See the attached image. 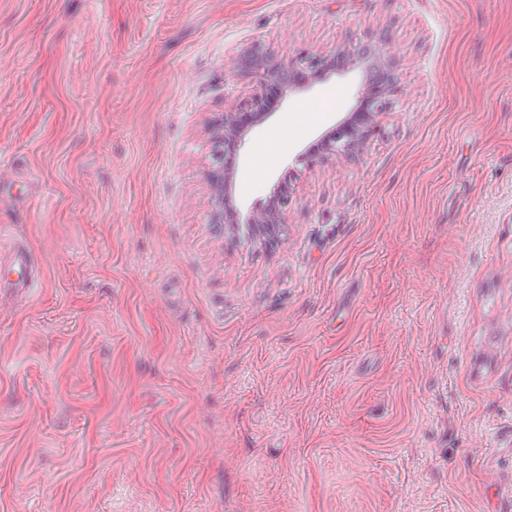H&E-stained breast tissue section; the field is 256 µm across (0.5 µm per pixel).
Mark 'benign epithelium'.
Wrapping results in <instances>:
<instances>
[{
	"instance_id": "obj_1",
	"label": "benign epithelium",
	"mask_w": 512,
	"mask_h": 512,
	"mask_svg": "<svg viewBox=\"0 0 512 512\" xmlns=\"http://www.w3.org/2000/svg\"><path fill=\"white\" fill-rule=\"evenodd\" d=\"M378 57L380 54L372 51L371 45L364 44L327 53L301 54L284 66L275 61L266 48L256 45L252 50L251 63L260 91L253 95L245 107L256 121H264L272 116L264 96L266 86L278 87L281 95L285 96L307 89L333 75L356 70ZM392 93L393 80L387 72L379 85L369 91L359 90L353 113L322 137L320 153H350L360 148L374 130L376 118L389 109ZM243 117V113L230 110L214 126L218 166L211 170L210 182L218 203L215 223L244 222L252 225L260 235L280 233L285 227L288 211V180L274 186L269 207L251 211L245 216L233 205L231 187L224 180V175L235 169L236 159L250 130V125L243 121Z\"/></svg>"
}]
</instances>
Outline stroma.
I'll return each instance as SVG.
<instances>
[{
	"label": "stroma",
	"mask_w": 512,
	"mask_h": 512,
	"mask_svg": "<svg viewBox=\"0 0 512 512\" xmlns=\"http://www.w3.org/2000/svg\"><path fill=\"white\" fill-rule=\"evenodd\" d=\"M276 60L376 46L392 106L298 155L361 71L275 101L214 221L211 124ZM303 132L264 176L253 153ZM0 512H506L512 0H0ZM31 265V256L25 251H13L6 263L4 255L0 253V271H6L3 279L0 277V288H4L3 280L11 284V288H27V270ZM11 273H15L17 278L14 279Z\"/></svg>",
	"instance_id": "obj_1"
}]
</instances>
